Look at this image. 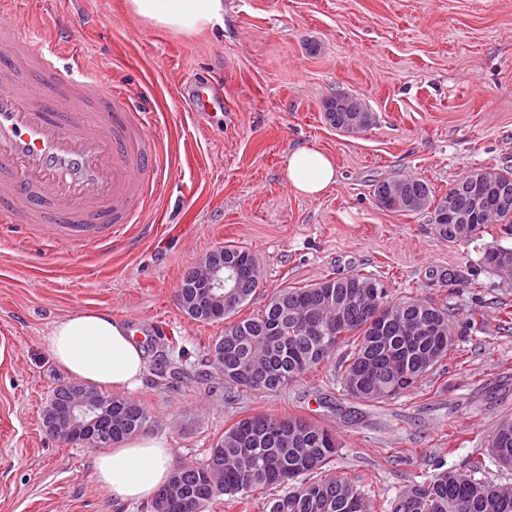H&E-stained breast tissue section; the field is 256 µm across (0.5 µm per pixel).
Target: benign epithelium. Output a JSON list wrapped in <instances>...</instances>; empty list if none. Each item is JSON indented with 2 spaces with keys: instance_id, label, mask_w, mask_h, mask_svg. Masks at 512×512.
<instances>
[{
  "instance_id": "obj_1",
  "label": "benign epithelium",
  "mask_w": 512,
  "mask_h": 512,
  "mask_svg": "<svg viewBox=\"0 0 512 512\" xmlns=\"http://www.w3.org/2000/svg\"><path fill=\"white\" fill-rule=\"evenodd\" d=\"M222 265L220 257L211 255L202 258L195 271L202 291L193 294L191 307L200 313L214 312L220 309L216 289L224 287V281L218 278ZM49 406L62 410L60 416L44 420V431L52 439L67 443L80 438L85 445L99 441V428L105 420L112 418V400L104 394L86 387L80 382L69 383V393L65 400L52 396Z\"/></svg>"
}]
</instances>
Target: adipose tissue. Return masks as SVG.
<instances>
[{
	"instance_id": "obj_1",
	"label": "adipose tissue",
	"mask_w": 512,
	"mask_h": 512,
	"mask_svg": "<svg viewBox=\"0 0 512 512\" xmlns=\"http://www.w3.org/2000/svg\"><path fill=\"white\" fill-rule=\"evenodd\" d=\"M125 5L143 24L177 34L224 24V0H126ZM283 161L289 184L302 195L317 196L336 181V168L320 149L300 147ZM48 343L67 375L102 392L138 385L146 369L141 344L106 309L66 316L54 324ZM93 466L102 489L125 502L145 501L168 482L172 451L165 439L133 436L95 455Z\"/></svg>"
}]
</instances>
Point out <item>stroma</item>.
Instances as JSON below:
<instances>
[{
	"label": "stroma",
	"instance_id": "1",
	"mask_svg": "<svg viewBox=\"0 0 512 512\" xmlns=\"http://www.w3.org/2000/svg\"><path fill=\"white\" fill-rule=\"evenodd\" d=\"M83 11L75 36L133 104L152 114L172 170L146 225L101 251L46 236L43 247L0 230V512H150L122 503L96 482L95 449L45 435L42 413L70 378L54 362L48 335L62 317L110 309L122 323L170 335L150 337V363L131 398L153 418L150 437L174 458L205 459L236 420L301 416L335 433L328 475L351 481L390 512L406 486L438 462L466 467L499 420L512 415V276L481 262L501 240L499 225L467 242H441L428 214L377 206L376 181L408 175L436 195L476 168H512V0H224V26L201 35L147 27L125 0H35L31 27L45 32ZM213 86L199 116L182 84ZM336 92L363 99L375 121L347 134L324 118ZM331 154L336 184L307 198L283 170L288 150ZM254 252L261 282L241 317L260 314L271 294L358 271L385 280L394 297L454 308L483 319L411 395L369 405L328 382L327 366L277 393L228 397L207 353L223 323L183 313L184 272L215 247ZM452 272L451 282L430 271Z\"/></svg>",
	"mask_w": 512,
	"mask_h": 512
}]
</instances>
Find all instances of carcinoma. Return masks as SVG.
<instances>
[{"instance_id": "obj_1", "label": "carcinoma", "mask_w": 512, "mask_h": 512, "mask_svg": "<svg viewBox=\"0 0 512 512\" xmlns=\"http://www.w3.org/2000/svg\"><path fill=\"white\" fill-rule=\"evenodd\" d=\"M324 118L333 128L353 132L369 128L375 116L357 96L336 93L324 101ZM471 175L487 185L484 204L475 202L470 187L457 180L438 198L422 179L396 176L376 182L377 204L401 215L427 213L443 243L468 241L487 224H502L512 235V169L477 168ZM451 209L473 212L468 225L448 218ZM224 275L244 271L236 281V300L224 306V333L209 351L211 365L224 376L229 392L276 393L329 361L343 347L339 380L343 391L364 403L397 400L417 389L455 344L451 310L413 297L394 299L385 281L372 273L325 279L303 288L286 287L272 294L261 315L237 320L256 292L261 271L253 252L226 244ZM482 264L498 269L512 264V247L485 249ZM371 298L381 317L361 313L357 302ZM336 323V332L321 341L307 337L309 322ZM153 420L140 401L112 397V441L143 432ZM493 458L512 468V418L497 424L489 440ZM339 444L326 427L301 416L254 414L224 429L206 459L177 460L167 486L169 497L153 500L152 512H206L218 501L233 505L252 493L278 488L266 503L268 512H368L363 495L346 479L321 474L334 460ZM486 460L476 457L468 468L437 467L422 483L407 486L391 512H512V488L482 477Z\"/></svg>"}]
</instances>
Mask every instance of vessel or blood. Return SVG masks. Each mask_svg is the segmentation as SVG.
<instances>
[{
    "label": "vessel or blood",
    "mask_w": 512,
    "mask_h": 512,
    "mask_svg": "<svg viewBox=\"0 0 512 512\" xmlns=\"http://www.w3.org/2000/svg\"><path fill=\"white\" fill-rule=\"evenodd\" d=\"M0 38V225L25 242L108 245L143 221L146 192L170 172L150 115L90 66L69 23L35 39L22 0Z\"/></svg>",
    "instance_id": "1"
}]
</instances>
